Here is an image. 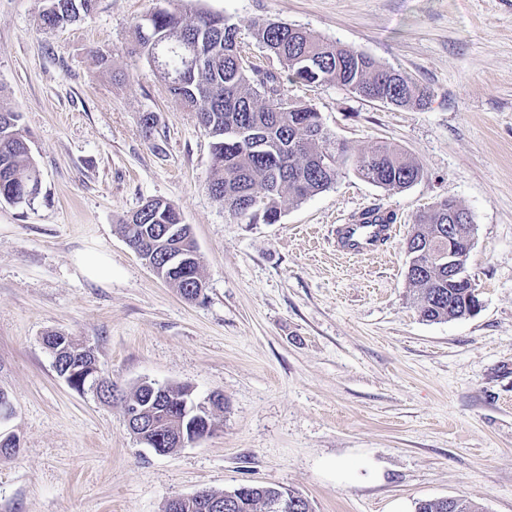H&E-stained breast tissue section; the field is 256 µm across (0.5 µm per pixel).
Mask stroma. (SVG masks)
Returning <instances> with one entry per match:
<instances>
[{"label": "stroma", "instance_id": "stroma-1", "mask_svg": "<svg viewBox=\"0 0 512 512\" xmlns=\"http://www.w3.org/2000/svg\"><path fill=\"white\" fill-rule=\"evenodd\" d=\"M165 0H97L45 28L46 0H0V100L41 177L33 203L0 202V512H163L201 489L279 486L314 512H413L464 497L512 512V0H176L221 14L241 53L279 70L249 25L272 19L398 67L431 91L422 108L333 83H285L353 151L395 143L424 177L389 192L353 173L284 205L274 224L230 216L208 189L211 138L130 35ZM109 66H101L98 54ZM154 113L153 134L142 119ZM450 196L473 215L472 317L424 320L405 242ZM192 227L206 288L195 302L126 244L121 219L147 200ZM392 212L378 256L337 253L335 225ZM86 252L112 261L91 280ZM91 347L115 390L140 381L224 397L212 432L168 455L140 445L119 399L79 393L41 338Z\"/></svg>", "mask_w": 512, "mask_h": 512}]
</instances>
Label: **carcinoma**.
<instances>
[{
  "label": "carcinoma",
  "mask_w": 512,
  "mask_h": 512,
  "mask_svg": "<svg viewBox=\"0 0 512 512\" xmlns=\"http://www.w3.org/2000/svg\"><path fill=\"white\" fill-rule=\"evenodd\" d=\"M95 2L47 0L42 23L51 29L75 22L91 13ZM145 22L147 30L135 26L134 50L146 57L169 93L180 98L211 135L209 190L224 201V210L232 217L274 224L284 202L297 204L330 188L345 171L387 191H402L424 177L423 166L391 143L350 151L324 127L314 106L288 100L275 72H262L246 63L239 51V29L224 16L201 13L189 22L170 6L156 9ZM252 29L291 82L336 83L367 100L401 108L429 101L427 86L363 52L280 21H255ZM35 173L20 113L1 104L0 202H33L40 187ZM458 214L464 220L456 225L453 238L464 250L470 246L468 225L473 216L453 197L441 198L420 213L407 238L416 256L415 274L408 281L421 316L429 321L462 318L479 302L474 289L455 283L448 277V266L435 258L448 248V225ZM120 230L136 250L152 255L158 265L170 250L189 254L195 248L190 225L161 200L123 219ZM163 279L187 301L205 283L197 256L184 267L165 268ZM43 346L58 371L71 374L70 386L76 391L84 393L92 390L95 381H108L97 357L87 354L72 337L48 333ZM183 396L181 386H165L152 395L138 385L122 401L130 400L162 420ZM279 491L251 484L239 497L237 512H269L267 505ZM415 512H480V508L465 498L434 499L418 502Z\"/></svg>",
  "instance_id": "1"
}]
</instances>
